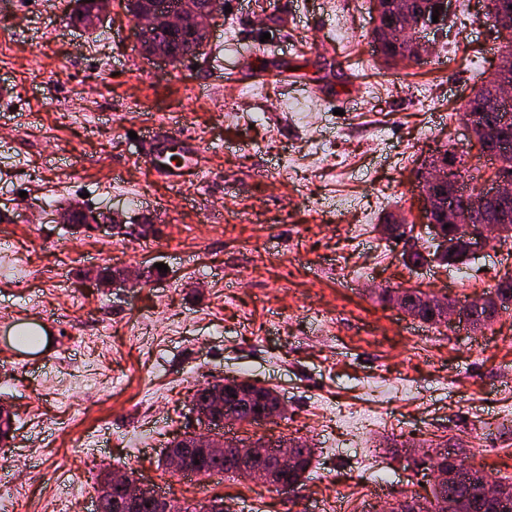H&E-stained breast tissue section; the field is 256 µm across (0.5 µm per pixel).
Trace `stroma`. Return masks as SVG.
<instances>
[{
	"instance_id": "35a3bbf8",
	"label": "stroma",
	"mask_w": 512,
	"mask_h": 512,
	"mask_svg": "<svg viewBox=\"0 0 512 512\" xmlns=\"http://www.w3.org/2000/svg\"><path fill=\"white\" fill-rule=\"evenodd\" d=\"M206 50L141 57L125 0L95 29L71 0H0V443L8 512H93L97 476L122 468L182 501L228 512H378L429 496L408 453L451 448L512 478V311L470 331L410 318L384 288L463 300L512 271V245L464 270L414 267L427 247L422 163L452 144L477 181L460 107L507 37L483 0H456L432 56L385 68L369 0H224ZM300 101L295 113L284 101ZM206 150L195 175L156 176L142 131ZM361 208L337 214L345 198ZM125 232L74 234L69 202ZM403 220V241L383 235ZM142 285L97 292L90 272ZM44 328L23 349L22 323ZM238 376L275 390L284 417L231 435L306 439L298 494L162 462L197 428L190 398Z\"/></svg>"
}]
</instances>
